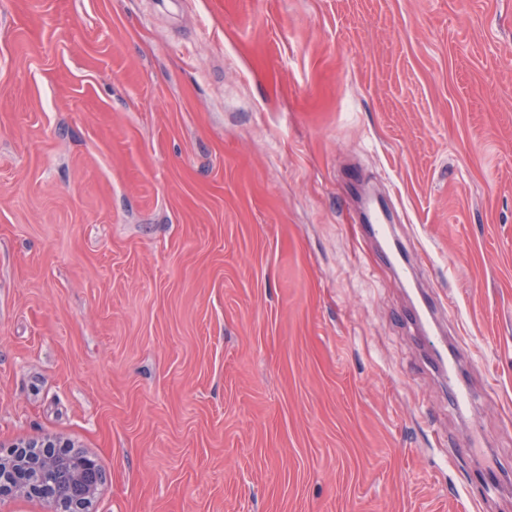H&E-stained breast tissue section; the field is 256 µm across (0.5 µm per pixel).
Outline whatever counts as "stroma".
<instances>
[{"mask_svg":"<svg viewBox=\"0 0 512 512\" xmlns=\"http://www.w3.org/2000/svg\"><path fill=\"white\" fill-rule=\"evenodd\" d=\"M42 437L90 512H512V0H0V448ZM444 351L445 348H442L440 352L443 361L442 373L448 380V390L450 393L451 402L453 406L461 412L470 411L472 405L469 399V394L458 375L456 356L453 352L450 351L448 354V348H446L448 358L447 364V361L445 362L443 358Z\"/></svg>","mask_w":512,"mask_h":512,"instance_id":"1","label":"stroma"}]
</instances>
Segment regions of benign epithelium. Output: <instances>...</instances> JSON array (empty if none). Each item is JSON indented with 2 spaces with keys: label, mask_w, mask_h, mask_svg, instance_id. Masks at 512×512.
<instances>
[{
  "label": "benign epithelium",
  "mask_w": 512,
  "mask_h": 512,
  "mask_svg": "<svg viewBox=\"0 0 512 512\" xmlns=\"http://www.w3.org/2000/svg\"><path fill=\"white\" fill-rule=\"evenodd\" d=\"M51 447L52 444L48 442L31 443L27 445L28 451L20 457H0V497L13 493L36 495L62 501L60 512H88V505L100 480L94 459L88 456L83 459L74 477L75 487L70 489L66 498L50 484H37L29 480L30 471L54 464L56 452Z\"/></svg>",
  "instance_id": "7a95c632"
}]
</instances>
